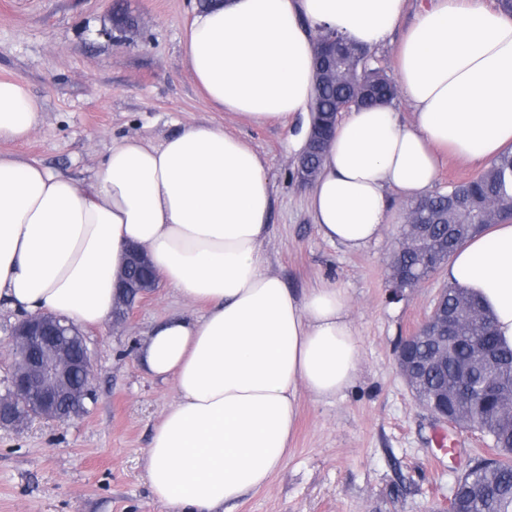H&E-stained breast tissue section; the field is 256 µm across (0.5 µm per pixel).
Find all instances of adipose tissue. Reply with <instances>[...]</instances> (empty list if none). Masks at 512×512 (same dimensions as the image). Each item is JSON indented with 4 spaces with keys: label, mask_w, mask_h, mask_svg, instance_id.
Segmentation results:
<instances>
[{
    "label": "adipose tissue",
    "mask_w": 512,
    "mask_h": 512,
    "mask_svg": "<svg viewBox=\"0 0 512 512\" xmlns=\"http://www.w3.org/2000/svg\"><path fill=\"white\" fill-rule=\"evenodd\" d=\"M407 0H224L194 9L184 52L203 96L261 124L309 116L315 27L373 48ZM394 78L414 110L356 109L340 122L310 195L323 237L352 251L378 240L397 201L428 196L439 154L483 163L512 147V19L473 0H429L397 46ZM40 106L0 81V143L27 139ZM270 182L223 127L182 126L154 145L113 142L92 183L0 153V303L82 326L106 321L126 249L143 246L165 282L205 307L153 330L140 351L171 380L146 477L173 512H224L286 461L300 393L323 399L358 377L349 296L333 282L296 298L264 268ZM477 297L512 349V221L461 247L444 271Z\"/></svg>",
    "instance_id": "ef3b65f1"
}]
</instances>
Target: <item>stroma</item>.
I'll list each match as a JSON object with an SVG mask.
<instances>
[{
    "label": "stroma",
    "instance_id": "stroma-1",
    "mask_svg": "<svg viewBox=\"0 0 512 512\" xmlns=\"http://www.w3.org/2000/svg\"><path fill=\"white\" fill-rule=\"evenodd\" d=\"M196 0H0V80L41 104L27 140L0 151L39 162L87 185L122 137L161 141L181 126L213 123L263 159L272 206L265 267L296 296L332 280L350 298L360 344L359 377L343 395H301L282 468L233 512H441L470 459L489 454L461 429L455 453L437 445L436 423L400 376L394 351L429 311L436 274L394 297L387 263L399 224L363 250L329 243L309 215L310 185L288 151L289 127L254 124L207 102L192 80L184 34ZM122 7L128 28L115 30ZM201 307L167 285L127 321L84 327L95 401L65 422L0 428V512H170L145 481L152 432L176 392L139 360L146 337Z\"/></svg>",
    "mask_w": 512,
    "mask_h": 512
}]
</instances>
